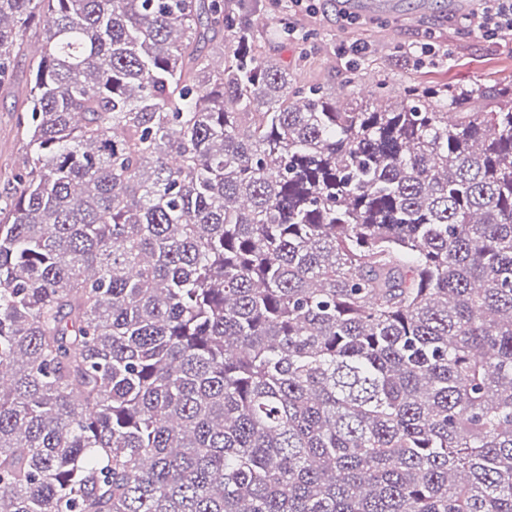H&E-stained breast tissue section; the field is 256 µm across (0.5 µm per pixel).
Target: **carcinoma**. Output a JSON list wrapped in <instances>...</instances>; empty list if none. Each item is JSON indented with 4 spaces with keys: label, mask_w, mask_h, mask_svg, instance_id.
I'll use <instances>...</instances> for the list:
<instances>
[{
    "label": "carcinoma",
    "mask_w": 512,
    "mask_h": 512,
    "mask_svg": "<svg viewBox=\"0 0 512 512\" xmlns=\"http://www.w3.org/2000/svg\"><path fill=\"white\" fill-rule=\"evenodd\" d=\"M257 8L0 0V512H512V85L342 104ZM28 54L18 56L13 64L14 83L0 90V191L12 183L25 156V146L19 133V123L26 112H20L28 72Z\"/></svg>",
    "instance_id": "carcinoma-1"
}]
</instances>
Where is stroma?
I'll return each instance as SVG.
<instances>
[{
	"label": "stroma",
	"mask_w": 512,
	"mask_h": 512,
	"mask_svg": "<svg viewBox=\"0 0 512 512\" xmlns=\"http://www.w3.org/2000/svg\"><path fill=\"white\" fill-rule=\"evenodd\" d=\"M259 30L267 35L266 57L278 66L294 65L300 50L308 63L301 78L320 84L337 100L375 103L381 91L396 96L406 85L464 88L480 97L485 87L512 84V37L487 40L465 30L461 17L468 9L449 0H399L391 13L356 15L354 24L340 20L336 0H316L314 7L292 5L290 0H262ZM294 25L297 37L284 40L277 32ZM367 45L368 54L352 64L342 44ZM433 44L437 53L417 63L405 47ZM14 83L0 90V190L7 188L25 155L19 133L22 96L28 72V56L13 64Z\"/></svg>",
	"instance_id": "stroma-1"
}]
</instances>
